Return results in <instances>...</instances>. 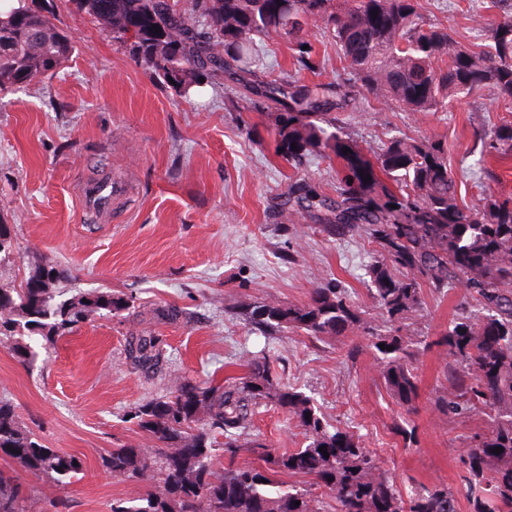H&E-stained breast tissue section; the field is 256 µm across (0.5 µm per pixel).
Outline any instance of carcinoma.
Listing matches in <instances>:
<instances>
[{
	"instance_id": "1",
	"label": "carcinoma",
	"mask_w": 512,
	"mask_h": 512,
	"mask_svg": "<svg viewBox=\"0 0 512 512\" xmlns=\"http://www.w3.org/2000/svg\"><path fill=\"white\" fill-rule=\"evenodd\" d=\"M74 2L112 39L130 42L132 54L161 84L187 96L203 79L230 82L244 100L273 113L276 152L287 161L312 153L346 160L334 196L299 178L288 184L283 205L320 215L331 235L364 231L379 244L384 262L370 269L373 298L389 320L421 307L424 283L441 292L464 280L475 290L482 316L462 311L448 328L455 366L442 407L452 415L494 412L491 430L477 437L464 460L467 496L473 512H512V198L464 204L446 145L401 137L374 154L376 166L397 186L379 190L373 165L343 152L348 142L332 116L371 96L404 112H435L486 89L512 109V0H493L502 18L478 28L471 45L448 27L426 22L419 0ZM311 27L335 41L357 96L299 76H259L256 40L264 38L296 47L299 65L311 69L312 50L303 49ZM73 49L39 0L7 6L0 10V90L59 72ZM473 150L512 153V121L477 130ZM367 176L370 181H363ZM393 267L406 273L395 275ZM61 276L47 265L35 269L23 288L0 287V336L11 337L23 365L34 355L30 341L52 344L102 310L119 315L130 309L128 298L112 292L57 301ZM235 309L270 336L292 330L323 343L361 322V311L335 288H315L301 305L240 301ZM160 343L154 336H131L126 357L148 369L162 365ZM371 346L383 360L389 394L411 405L418 392L415 352L398 335L377 336ZM261 406L280 410L301 427L305 446L279 452L247 433ZM127 419L149 443L112 449L106 465L146 490L115 502L112 512H320L309 489L279 483V472L310 479L334 499L335 512H457L456 496L444 487L403 498L360 438L329 429L314 399L282 383L266 356L248 359L242 376L218 386L176 377L166 394L139 404ZM217 435L224 437L219 473ZM322 446L328 455L319 451ZM495 447L503 451L497 454ZM244 452L262 464L240 465ZM0 453L54 486L68 485L83 465L80 457L38 442L4 398ZM0 512H24L20 483L1 475Z\"/></svg>"
}]
</instances>
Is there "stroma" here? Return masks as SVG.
Masks as SVG:
<instances>
[{"label": "stroma", "mask_w": 512, "mask_h": 512, "mask_svg": "<svg viewBox=\"0 0 512 512\" xmlns=\"http://www.w3.org/2000/svg\"><path fill=\"white\" fill-rule=\"evenodd\" d=\"M49 2L52 22L75 51L53 77L0 91V224L13 237L11 253L0 258V285L19 286L50 264L65 270L72 294L111 290L131 307L97 315L53 344L34 342L28 366L0 344V398L43 444L83 461L75 481L58 488L0 457V471L18 476L28 512H112L114 501L143 492V483L103 465L112 449L146 442L127 414L165 394L173 377L218 385L241 376L244 359L262 355L284 382L313 397L328 424L358 435L401 493L444 486L458 512H472L462 460L489 421L479 413L448 416L439 399L454 361L445 334L456 311L476 309L474 290L463 282L444 296L424 288L423 309L387 321L368 274L382 258L379 245L363 233L333 238L282 204L298 178L332 193L343 159L286 161L268 136L271 115L239 100L231 85L204 83L184 99L153 81L128 44L77 14L73 0ZM420 2L425 19L465 43L498 18L485 0ZM308 39L315 71L301 70L295 51L272 38L259 43L261 71L345 84L335 43L315 29ZM338 118L354 150L369 159L393 136L445 139L462 198L512 197V154L471 151L477 129L512 118L493 92L422 113L371 99ZM104 171L125 189L102 216L83 206L81 193ZM315 288L344 289L365 327L329 345L296 332L268 339L230 308L237 299L298 305ZM167 305L182 318H162ZM396 330L419 350V391L409 408L387 392L370 346L372 336ZM138 334L161 340L169 376L127 359L126 339ZM398 426L407 436L395 434ZM252 430L281 451L305 442L301 429L268 407L255 414Z\"/></svg>", "instance_id": "1"}]
</instances>
